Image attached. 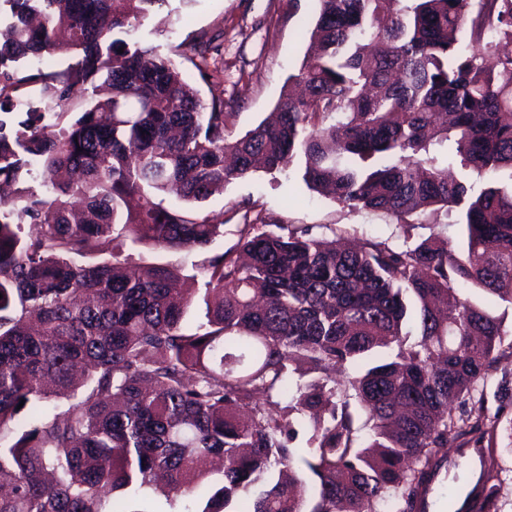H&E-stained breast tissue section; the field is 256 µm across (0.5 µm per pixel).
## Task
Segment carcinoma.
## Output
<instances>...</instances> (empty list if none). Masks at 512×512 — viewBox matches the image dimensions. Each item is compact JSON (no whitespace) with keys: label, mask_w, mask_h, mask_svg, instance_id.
<instances>
[{"label":"carcinoma","mask_w":512,"mask_h":512,"mask_svg":"<svg viewBox=\"0 0 512 512\" xmlns=\"http://www.w3.org/2000/svg\"><path fill=\"white\" fill-rule=\"evenodd\" d=\"M318 2L288 77L306 94L282 88L233 136L223 96L204 103L132 38L169 0H0V512H124L108 494L161 477L195 512H416L448 449L489 437L477 383L503 368L512 404V340L462 296L512 305V190L493 182L512 170V56L484 40L512 38V0ZM223 40L181 51L218 87ZM44 52L79 60L27 67ZM22 85L37 104L15 121ZM449 143L465 180L438 161ZM259 164L393 216L402 242L348 249L258 215L193 260L224 237V210L194 205ZM428 208L458 245L417 236ZM141 245L183 253L204 287L169 263L121 267ZM501 472L490 446L471 512H497Z\"/></svg>","instance_id":"obj_1"}]
</instances>
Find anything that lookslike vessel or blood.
Segmentation results:
<instances>
[{"label":"vessel or blood","instance_id":"b4317fda","mask_svg":"<svg viewBox=\"0 0 512 512\" xmlns=\"http://www.w3.org/2000/svg\"><path fill=\"white\" fill-rule=\"evenodd\" d=\"M486 453L478 446L456 449L431 477L423 489L419 507L421 512H440L442 491H454V512H470L473 501L484 492L482 478Z\"/></svg>","mask_w":512,"mask_h":512}]
</instances>
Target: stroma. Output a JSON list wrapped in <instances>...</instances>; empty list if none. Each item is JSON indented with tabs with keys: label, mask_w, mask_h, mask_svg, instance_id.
<instances>
[{
	"label": "stroma",
	"mask_w": 512,
	"mask_h": 512,
	"mask_svg": "<svg viewBox=\"0 0 512 512\" xmlns=\"http://www.w3.org/2000/svg\"><path fill=\"white\" fill-rule=\"evenodd\" d=\"M317 0H171L170 10L140 28L136 40L170 58L197 89L203 101L212 90L202 82L180 54L181 44L216 30L224 32L225 122L232 133L242 134L274 112L282 87L298 69L307 48L299 32L302 22L312 20ZM203 210H223L222 248L235 245L239 224L249 209L262 211L276 224L330 225L349 236L396 242L398 226L394 217L373 211H355L329 196L307 190L297 172L258 170L224 187L223 195L202 202ZM496 381L481 384L489 395L490 410L498 411L502 422L494 433L496 447L502 448L501 486L498 512H512V432L504 424L512 421V408H499L492 395Z\"/></svg>",
	"instance_id": "1"
}]
</instances>
